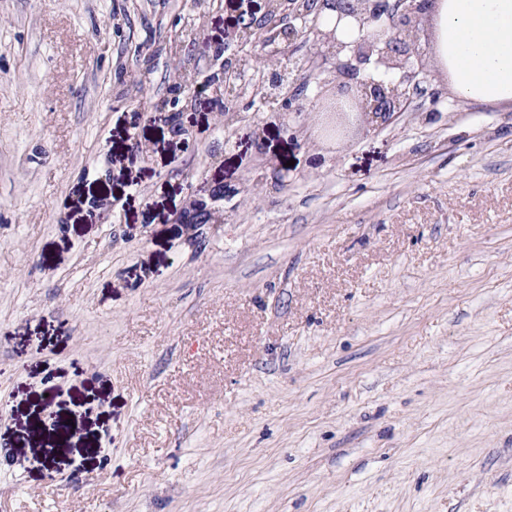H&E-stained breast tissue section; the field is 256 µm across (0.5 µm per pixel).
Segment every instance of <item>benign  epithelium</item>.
I'll use <instances>...</instances> for the list:
<instances>
[{
  "label": "benign epithelium",
  "mask_w": 512,
  "mask_h": 512,
  "mask_svg": "<svg viewBox=\"0 0 512 512\" xmlns=\"http://www.w3.org/2000/svg\"><path fill=\"white\" fill-rule=\"evenodd\" d=\"M264 2L259 16L247 8V19L224 40L223 69L235 72L262 62L271 73L294 72L292 84L314 94L316 119L309 121L304 97L289 91L268 111L254 114L256 141L268 117L305 144L341 141L354 125L383 127L408 112L418 82L442 74L435 57L420 48L438 0H298L283 3L286 21L273 16L272 0ZM343 26L355 27L357 37L338 39ZM304 42L310 43V57L289 51ZM169 123L176 135L189 133L188 112L170 113ZM223 198L224 185L198 184L188 203L192 223H223V210L214 206Z\"/></svg>",
  "instance_id": "obj_1"
}]
</instances>
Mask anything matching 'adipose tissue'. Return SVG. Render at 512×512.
I'll use <instances>...</instances> for the list:
<instances>
[{"instance_id": "1", "label": "adipose tissue", "mask_w": 512, "mask_h": 512, "mask_svg": "<svg viewBox=\"0 0 512 512\" xmlns=\"http://www.w3.org/2000/svg\"><path fill=\"white\" fill-rule=\"evenodd\" d=\"M436 58L454 93L512 101V0H439Z\"/></svg>"}]
</instances>
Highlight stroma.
Instances as JSON below:
<instances>
[{
	"label": "stroma",
	"instance_id": "stroma-1",
	"mask_svg": "<svg viewBox=\"0 0 512 512\" xmlns=\"http://www.w3.org/2000/svg\"><path fill=\"white\" fill-rule=\"evenodd\" d=\"M243 10L0 0V512H512V101L180 142ZM190 195L192 198L188 203V213H192L193 224L223 223V209L213 205L224 198V186L222 184L209 186L203 180L196 186L195 190L191 191Z\"/></svg>",
	"mask_w": 512,
	"mask_h": 512
}]
</instances>
